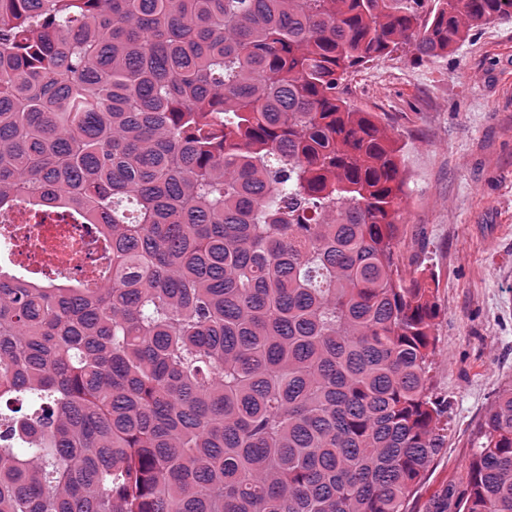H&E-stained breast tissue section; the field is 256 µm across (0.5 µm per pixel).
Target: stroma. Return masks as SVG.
<instances>
[{"label":"stroma","mask_w":512,"mask_h":512,"mask_svg":"<svg viewBox=\"0 0 512 512\" xmlns=\"http://www.w3.org/2000/svg\"><path fill=\"white\" fill-rule=\"evenodd\" d=\"M361 73L368 86L350 101L384 117L404 147L400 259L431 276L439 309L430 377L448 434L408 502L429 512L512 382V18L446 56L404 45Z\"/></svg>","instance_id":"stroma-1"}]
</instances>
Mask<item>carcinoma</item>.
<instances>
[{"label":"carcinoma","mask_w":512,"mask_h":512,"mask_svg":"<svg viewBox=\"0 0 512 512\" xmlns=\"http://www.w3.org/2000/svg\"><path fill=\"white\" fill-rule=\"evenodd\" d=\"M512 0H0V222L97 224L94 288L0 268V512H406L438 307L402 148L344 76ZM430 512H512V384Z\"/></svg>","instance_id":"cac0c4a2"}]
</instances>
